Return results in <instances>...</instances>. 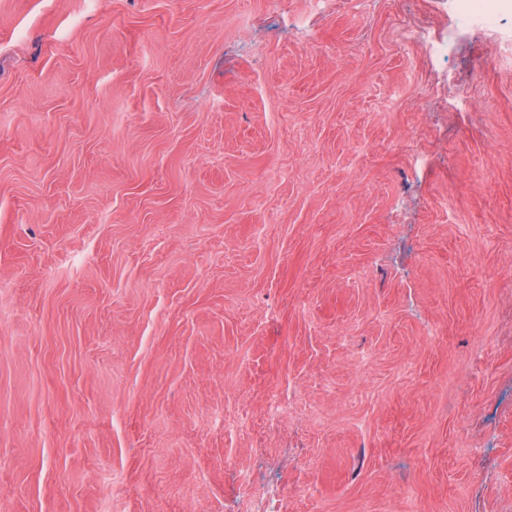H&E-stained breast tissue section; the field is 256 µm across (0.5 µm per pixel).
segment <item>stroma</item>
Here are the masks:
<instances>
[{"label":"stroma","instance_id":"obj_1","mask_svg":"<svg viewBox=\"0 0 512 512\" xmlns=\"http://www.w3.org/2000/svg\"><path fill=\"white\" fill-rule=\"evenodd\" d=\"M494 3L0 0V512H512ZM457 23L467 29H493L499 25L498 12L492 10L487 0H459Z\"/></svg>","mask_w":512,"mask_h":512}]
</instances>
